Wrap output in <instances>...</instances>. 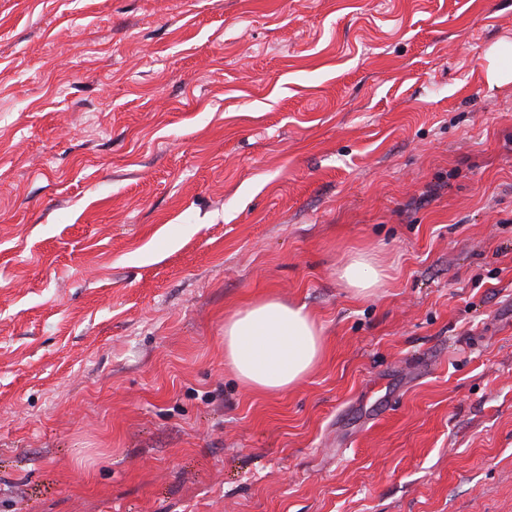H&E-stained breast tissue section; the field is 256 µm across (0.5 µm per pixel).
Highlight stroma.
I'll return each mask as SVG.
<instances>
[{"instance_id":"1","label":"stroma","mask_w":512,"mask_h":512,"mask_svg":"<svg viewBox=\"0 0 512 512\" xmlns=\"http://www.w3.org/2000/svg\"><path fill=\"white\" fill-rule=\"evenodd\" d=\"M500 42L512 0H0V512H512ZM267 295L325 335L279 395L224 362ZM337 274L347 288H351L359 297L369 296L384 275L383 270L367 254L349 257L338 268Z\"/></svg>"}]
</instances>
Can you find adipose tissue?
Masks as SVG:
<instances>
[{
	"label": "adipose tissue",
	"instance_id": "obj_1",
	"mask_svg": "<svg viewBox=\"0 0 512 512\" xmlns=\"http://www.w3.org/2000/svg\"><path fill=\"white\" fill-rule=\"evenodd\" d=\"M337 274L356 296L366 297L383 271L370 256L357 254ZM323 353L322 328L306 306L266 296L224 320V361L248 390L286 392L314 370Z\"/></svg>",
	"mask_w": 512,
	"mask_h": 512
}]
</instances>
